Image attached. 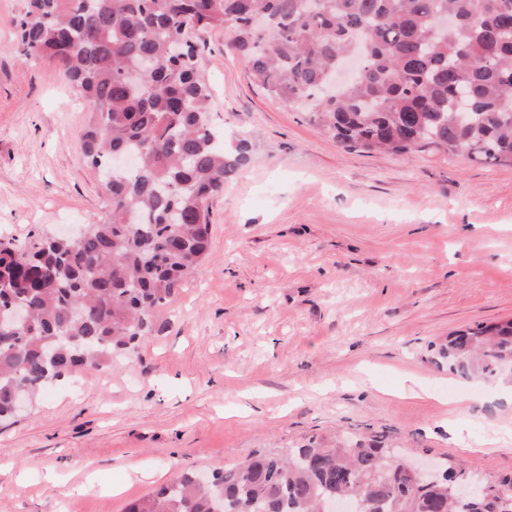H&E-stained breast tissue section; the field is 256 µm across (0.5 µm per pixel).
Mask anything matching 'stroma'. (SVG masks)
<instances>
[{
    "instance_id": "obj_1",
    "label": "stroma",
    "mask_w": 512,
    "mask_h": 512,
    "mask_svg": "<svg viewBox=\"0 0 512 512\" xmlns=\"http://www.w3.org/2000/svg\"><path fill=\"white\" fill-rule=\"evenodd\" d=\"M25 9L0 0V238L22 241L105 214L78 153L89 108L17 51ZM196 41L214 124L250 158L162 331L0 423V512H124L180 469L311 440L512 475V397L430 361L451 331L512 318V164L346 150L258 86L226 30Z\"/></svg>"
}]
</instances>
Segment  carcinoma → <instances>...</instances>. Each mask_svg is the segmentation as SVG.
<instances>
[{
    "mask_svg": "<svg viewBox=\"0 0 512 512\" xmlns=\"http://www.w3.org/2000/svg\"><path fill=\"white\" fill-rule=\"evenodd\" d=\"M266 15L264 32L247 16ZM443 14L453 17L437 27ZM224 28L251 77L349 151L434 149L512 162V0H28L27 56L56 63L91 116L84 161L104 176L107 211L76 241H0V418L15 394L133 357L210 245V202L247 160L211 118L194 33ZM150 63L141 82L127 74ZM135 165L115 168L119 154ZM431 362L464 381L512 382V319L451 332ZM379 440L257 451L203 478L178 472L126 512H502L500 498L454 501L460 464L429 479Z\"/></svg>",
    "mask_w": 512,
    "mask_h": 512,
    "instance_id": "carcinoma-1",
    "label": "carcinoma"
}]
</instances>
